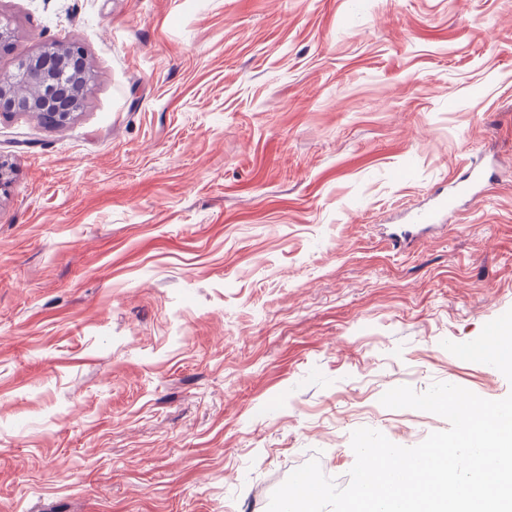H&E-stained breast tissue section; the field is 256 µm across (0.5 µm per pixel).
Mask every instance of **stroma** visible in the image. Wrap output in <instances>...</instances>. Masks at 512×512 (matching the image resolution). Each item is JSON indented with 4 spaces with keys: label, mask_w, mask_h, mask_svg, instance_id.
Wrapping results in <instances>:
<instances>
[{
    "label": "stroma",
    "mask_w": 512,
    "mask_h": 512,
    "mask_svg": "<svg viewBox=\"0 0 512 512\" xmlns=\"http://www.w3.org/2000/svg\"><path fill=\"white\" fill-rule=\"evenodd\" d=\"M0 72L80 42L69 123L0 115V512H267L351 434L488 400L512 326V0H0ZM481 159L444 226L386 234Z\"/></svg>",
    "instance_id": "obj_1"
}]
</instances>
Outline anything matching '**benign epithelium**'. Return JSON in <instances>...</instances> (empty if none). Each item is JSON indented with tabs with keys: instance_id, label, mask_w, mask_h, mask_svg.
<instances>
[{
	"instance_id": "obj_1",
	"label": "benign epithelium",
	"mask_w": 512,
	"mask_h": 512,
	"mask_svg": "<svg viewBox=\"0 0 512 512\" xmlns=\"http://www.w3.org/2000/svg\"><path fill=\"white\" fill-rule=\"evenodd\" d=\"M26 67L34 84L48 86L47 94L29 98L13 74H0V115L13 112L21 101L28 111L55 125L68 123L94 82L84 48L75 41L67 46L50 44L29 57Z\"/></svg>"
}]
</instances>
